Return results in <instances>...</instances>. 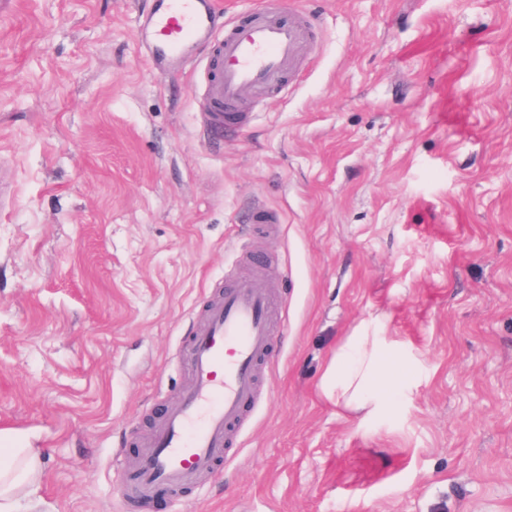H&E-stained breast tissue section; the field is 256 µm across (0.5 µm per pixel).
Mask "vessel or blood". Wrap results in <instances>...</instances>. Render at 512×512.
Masks as SVG:
<instances>
[{"instance_id": "obj_1", "label": "vessel or blood", "mask_w": 512, "mask_h": 512, "mask_svg": "<svg viewBox=\"0 0 512 512\" xmlns=\"http://www.w3.org/2000/svg\"><path fill=\"white\" fill-rule=\"evenodd\" d=\"M300 18L260 10L225 21L216 0H153L139 20L138 37L153 70L180 73L191 52L204 51L207 133L212 142L244 129L241 94L284 79L303 40ZM255 276L230 283L208 302L204 321L187 338L190 381L166 409L133 467L115 479L142 502L161 491L182 493L216 472L230 454L231 437L259 397L257 367L273 350L271 297L262 275L268 255L247 251Z\"/></svg>"}]
</instances>
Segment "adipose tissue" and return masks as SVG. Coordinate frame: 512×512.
I'll list each match as a JSON object with an SVG mask.
<instances>
[{
	"instance_id": "adipose-tissue-1",
	"label": "adipose tissue",
	"mask_w": 512,
	"mask_h": 512,
	"mask_svg": "<svg viewBox=\"0 0 512 512\" xmlns=\"http://www.w3.org/2000/svg\"><path fill=\"white\" fill-rule=\"evenodd\" d=\"M399 363L378 326L360 325L345 337L327 362L320 380L323 396L345 411L380 413L402 380ZM40 473L32 448H0V512H19L21 494Z\"/></svg>"
}]
</instances>
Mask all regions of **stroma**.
<instances>
[{
    "label": "stroma",
    "mask_w": 512,
    "mask_h": 512,
    "mask_svg": "<svg viewBox=\"0 0 512 512\" xmlns=\"http://www.w3.org/2000/svg\"><path fill=\"white\" fill-rule=\"evenodd\" d=\"M218 2L310 27L215 148L197 76L140 50L152 0H0V446L37 449V512H512V0ZM249 245L277 285L262 397L223 472L137 502L115 461ZM374 320L408 389L337 413L324 366Z\"/></svg>",
    "instance_id": "35a3bbf8"
}]
</instances>
